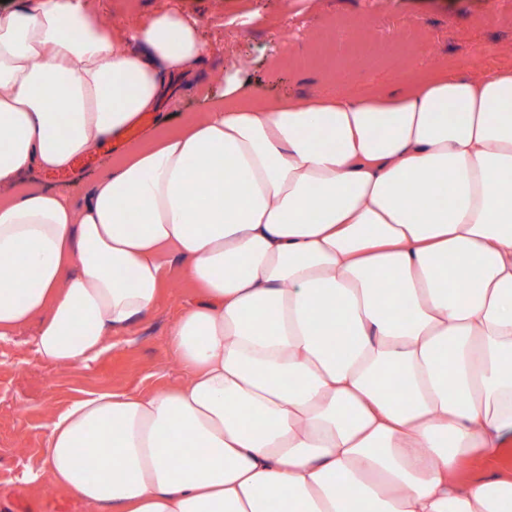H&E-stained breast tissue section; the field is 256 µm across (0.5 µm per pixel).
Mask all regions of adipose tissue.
Here are the masks:
<instances>
[{
    "mask_svg": "<svg viewBox=\"0 0 512 512\" xmlns=\"http://www.w3.org/2000/svg\"><path fill=\"white\" fill-rule=\"evenodd\" d=\"M203 52L175 11L0 15V342L80 368L174 262L202 295L169 332L185 378L54 412L26 484L88 512H512V68L276 104L230 82L82 204L22 188L157 110Z\"/></svg>",
    "mask_w": 512,
    "mask_h": 512,
    "instance_id": "ef3b65f1",
    "label": "adipose tissue"
}]
</instances>
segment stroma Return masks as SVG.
I'll use <instances>...</instances> for the list:
<instances>
[{
	"mask_svg": "<svg viewBox=\"0 0 512 512\" xmlns=\"http://www.w3.org/2000/svg\"><path fill=\"white\" fill-rule=\"evenodd\" d=\"M98 8L111 29L164 9L198 24L202 58L191 78L138 124L141 133L203 112L230 79L272 104L404 90L438 70L477 77L512 67V0H99ZM368 28L375 41H363ZM127 146L111 140L71 173L33 171L25 179L79 201ZM170 277L175 291L127 334L114 336L111 352L89 367H57L23 346L0 345V512H85L50 483L31 489L20 481L25 464L36 462L45 446L50 411L90 392L149 393L183 379L166 340L197 295L179 268Z\"/></svg>",
	"mask_w": 512,
	"mask_h": 512,
	"instance_id": "1",
	"label": "stroma"
}]
</instances>
